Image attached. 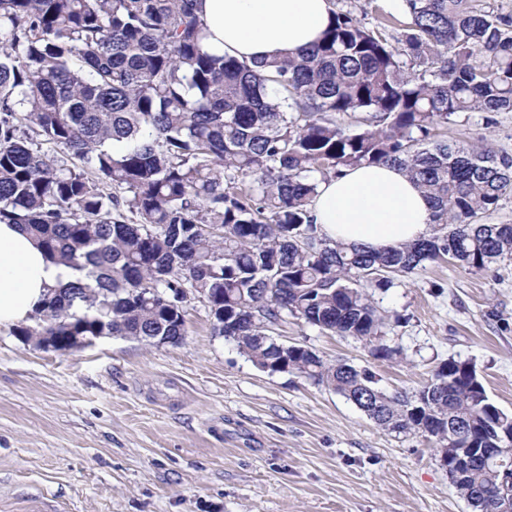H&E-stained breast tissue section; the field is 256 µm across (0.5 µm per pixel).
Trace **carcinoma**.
<instances>
[{"instance_id":"1","label":"carcinoma","mask_w":512,"mask_h":512,"mask_svg":"<svg viewBox=\"0 0 512 512\" xmlns=\"http://www.w3.org/2000/svg\"><path fill=\"white\" fill-rule=\"evenodd\" d=\"M402 2L372 28L335 9L311 48L253 67L207 51L197 0H0V223L79 273L15 334L177 345L191 288L255 365L333 389L389 433L450 457L507 444L512 414L469 362L388 393L269 335L293 318L390 359L367 289L445 257L512 261V224L475 223L512 197V156L439 133L459 113L512 112V14ZM389 162L430 198L431 233L385 252L321 236L319 180ZM503 466L512 452L454 482L474 512Z\"/></svg>"}]
</instances>
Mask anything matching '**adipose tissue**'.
<instances>
[{
  "label": "adipose tissue",
  "mask_w": 512,
  "mask_h": 512,
  "mask_svg": "<svg viewBox=\"0 0 512 512\" xmlns=\"http://www.w3.org/2000/svg\"><path fill=\"white\" fill-rule=\"evenodd\" d=\"M207 49L246 63L292 55L315 44L329 0H199ZM320 234L348 247L386 251L429 235L431 204L398 165H361L320 181L310 204ZM76 273L48 259L37 240L0 224V328L29 323L51 289Z\"/></svg>",
  "instance_id": "1"
}]
</instances>
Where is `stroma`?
I'll return each instance as SVG.
<instances>
[{
    "label": "stroma",
    "mask_w": 512,
    "mask_h": 512,
    "mask_svg": "<svg viewBox=\"0 0 512 512\" xmlns=\"http://www.w3.org/2000/svg\"><path fill=\"white\" fill-rule=\"evenodd\" d=\"M448 134L512 155V112L459 114ZM372 296L404 318L386 332L393 359L293 319L271 335L370 370L387 391L467 361L512 412V263H429ZM184 310L175 346L113 336L52 351L0 328V512H472L425 438L260 370L197 296Z\"/></svg>",
    "instance_id": "stroma-1"
}]
</instances>
